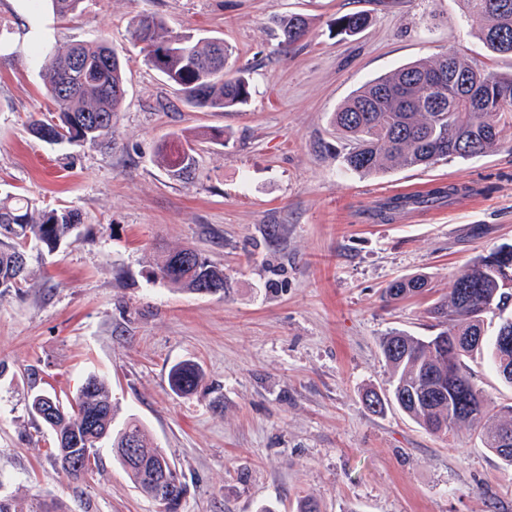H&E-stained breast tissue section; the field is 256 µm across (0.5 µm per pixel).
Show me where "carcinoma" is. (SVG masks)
<instances>
[{
	"instance_id": "carcinoma-1",
	"label": "carcinoma",
	"mask_w": 512,
	"mask_h": 512,
	"mask_svg": "<svg viewBox=\"0 0 512 512\" xmlns=\"http://www.w3.org/2000/svg\"><path fill=\"white\" fill-rule=\"evenodd\" d=\"M59 17L75 13L82 0H47ZM468 13L483 20L479 39L492 54L512 56V0H463ZM367 24L360 13L342 16L336 25L341 34L352 35ZM281 42L291 46L307 33V21L288 15L276 21ZM130 36L140 46L143 61L177 87L185 105L210 112H227L245 106L250 97L246 66H230L232 47L224 40L191 33L174 34L162 19L143 15L132 20ZM47 95L57 121H36L30 132L40 139L78 147L112 148L113 119L125 96L124 63L99 37L80 41L47 53L43 63ZM512 120V74L480 69L458 52L400 67L369 82L334 112L332 122L350 141L346 166L374 174L395 166L420 167L448 158H470L498 145L502 126ZM180 156L165 148L156 164L173 180L192 178L197 166L193 141L184 140ZM454 186L435 187L425 196H395L376 213L389 222L401 212L428 206L452 197ZM83 221L73 209L37 210L21 194L0 197V296L18 292L27 283L25 254L31 244L53 250L71 234V226ZM492 255L474 258L455 278L449 292L427 310L434 333L414 336L392 329L382 337L380 349L391 371L392 391L381 396L366 394L367 405L384 411L388 400L415 423L438 436H449L461 425L479 428L484 447L512 466V450L499 444L512 433V405H498L477 388L468 359L483 350L497 373L512 371V327L499 324L492 341L485 338L488 316L503 317L512 307V250L497 249ZM157 278L193 293L213 286L224 293V269L191 247L168 252L157 269ZM427 280L421 276L392 283L383 295L395 303L421 294ZM511 340L504 344L501 337ZM170 386L187 394L200 385L202 368L191 360L174 364ZM87 388L78 400L65 406L55 395L37 390L30 395V414L51 433L54 459L77 454L97 459L100 448L111 443L112 452L134 488L158 500L159 484L151 472L159 463L176 495L185 493L182 474L151 442L143 424L128 419L113 427L112 392L105 379L86 378ZM54 407L48 422L35 409L38 397ZM134 443L140 464H126L124 440ZM0 512H68L57 498L33 499L23 504L0 496Z\"/></svg>"
}]
</instances>
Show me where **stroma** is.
<instances>
[{
  "label": "stroma",
  "instance_id": "35a3bbf8",
  "mask_svg": "<svg viewBox=\"0 0 512 512\" xmlns=\"http://www.w3.org/2000/svg\"><path fill=\"white\" fill-rule=\"evenodd\" d=\"M355 11L369 25L337 34V17ZM291 13L310 31L285 47L275 21ZM138 15L223 38L250 69L247 106L184 105L132 44ZM480 26L462 0H82L64 18L0 0V193L84 217L55 251L30 248L29 284L0 296V496L162 512L110 447L71 479L28 410L31 387L67 402L96 374L112 386L115 426L137 417L182 472L178 512H296L307 495L321 512H512V466L470 427L444 438L364 401L388 387L381 337L430 335L432 298L471 259L512 245V125L483 155L367 177L346 168L349 142L332 124L355 89L451 50L512 73ZM101 36L125 64L112 150L34 136L32 121L54 117L40 54ZM178 134L198 148L188 183L155 163ZM440 185L467 200L388 224L373 216L393 191ZM182 246L223 266L224 295L154 277L161 254ZM416 274L430 294L383 302L392 281ZM183 360L205 374L189 395L169 385Z\"/></svg>",
  "mask_w": 512,
  "mask_h": 512
}]
</instances>
